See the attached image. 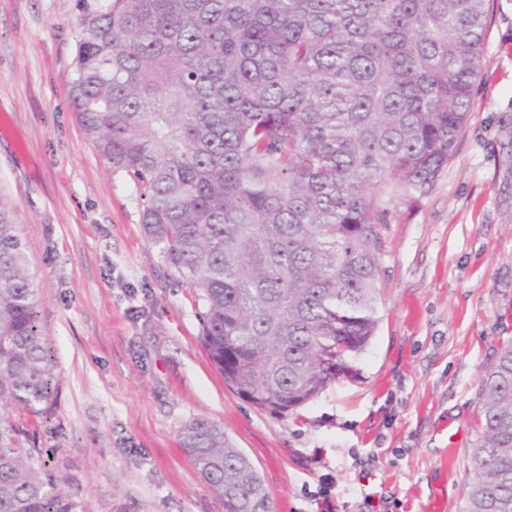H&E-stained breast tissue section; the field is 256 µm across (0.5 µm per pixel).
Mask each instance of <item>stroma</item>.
<instances>
[{
	"label": "stroma",
	"instance_id": "35a3bbf8",
	"mask_svg": "<svg viewBox=\"0 0 512 512\" xmlns=\"http://www.w3.org/2000/svg\"><path fill=\"white\" fill-rule=\"evenodd\" d=\"M101 0H0V197L26 244L54 365L32 419L49 471L90 512H224L181 445L220 428L274 512H460L479 392L512 341V0H489L452 157L423 195L389 189L376 333L351 375L285 414L253 406L202 343L197 291L145 235L71 105Z\"/></svg>",
	"mask_w": 512,
	"mask_h": 512
}]
</instances>
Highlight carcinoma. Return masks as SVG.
I'll list each match as a JSON object with an SVG mask.
<instances>
[{"instance_id":"cac0c4a2","label":"carcinoma","mask_w":512,"mask_h":512,"mask_svg":"<svg viewBox=\"0 0 512 512\" xmlns=\"http://www.w3.org/2000/svg\"><path fill=\"white\" fill-rule=\"evenodd\" d=\"M487 0H104L71 87L85 135L129 178L201 336L239 395L286 413L370 344L381 189L423 194L485 67ZM26 246L0 196V512H89L28 419L54 401ZM461 512H512V341L480 389ZM183 447L226 512H273L249 458L203 419Z\"/></svg>"}]
</instances>
